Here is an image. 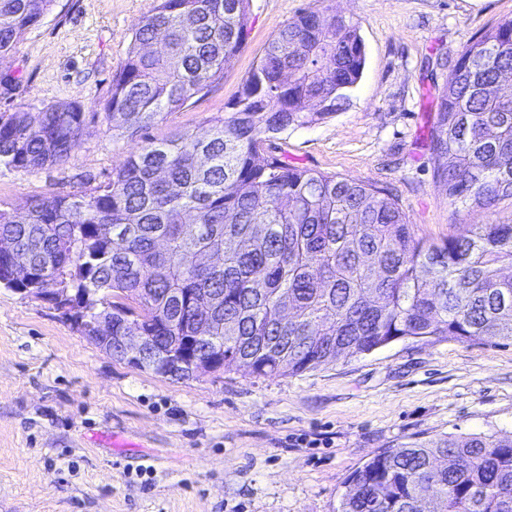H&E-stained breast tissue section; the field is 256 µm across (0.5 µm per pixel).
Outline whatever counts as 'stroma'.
Listing matches in <instances>:
<instances>
[{
    "instance_id": "stroma-1",
    "label": "stroma",
    "mask_w": 512,
    "mask_h": 512,
    "mask_svg": "<svg viewBox=\"0 0 512 512\" xmlns=\"http://www.w3.org/2000/svg\"><path fill=\"white\" fill-rule=\"evenodd\" d=\"M156 0H54L0 59V113L76 102L80 146L35 172L0 166V204L108 181L144 138L207 133L278 30L314 0H250L224 78L147 133L109 129L112 76ZM366 65L335 115L277 134L289 164L372 183L417 237L512 222V204L451 203L431 146L465 46L512 0H329ZM512 433V344L398 340L296 376L163 377L117 359L48 304L0 288V512H337L347 477L418 438Z\"/></svg>"
}]
</instances>
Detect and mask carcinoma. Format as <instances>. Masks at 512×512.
<instances>
[{"mask_svg":"<svg viewBox=\"0 0 512 512\" xmlns=\"http://www.w3.org/2000/svg\"><path fill=\"white\" fill-rule=\"evenodd\" d=\"M53 0H0V59ZM249 0H158L112 77L104 120L137 133L224 77ZM365 66L358 26L308 8L285 24L208 136L149 140L91 192L0 206V242L31 279L90 321L112 307L160 340L149 359L212 349L211 373L293 376L400 339L512 342V224H477L440 244L415 236L391 194L288 164L269 138L326 119ZM512 19L474 38L440 97L433 150L452 203L512 201ZM86 113L76 103L0 114V165L65 162ZM338 512H512V435H440L384 448L345 481Z\"/></svg>","mask_w":512,"mask_h":512,"instance_id":"obj_1","label":"carcinoma"}]
</instances>
